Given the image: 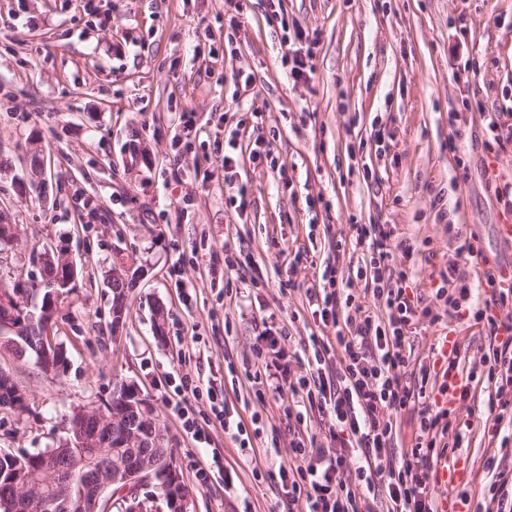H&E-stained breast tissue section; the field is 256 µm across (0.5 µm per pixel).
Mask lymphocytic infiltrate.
I'll use <instances>...</instances> for the list:
<instances>
[{"instance_id":"lymphocytic-infiltrate-1","label":"lymphocytic infiltrate","mask_w":512,"mask_h":512,"mask_svg":"<svg viewBox=\"0 0 512 512\" xmlns=\"http://www.w3.org/2000/svg\"><path fill=\"white\" fill-rule=\"evenodd\" d=\"M352 249L368 253L355 279L325 267L306 288L308 305L323 325L335 328L334 340L314 339L310 376L289 379L288 364L276 339L265 362L266 383L275 393H287L286 416L299 408H318L329 420L332 448L316 437L297 436L291 443V466H279L278 476L290 505L297 512H374L376 494H384L387 512H438L430 492L432 470L444 454L438 440L451 426L449 414L433 411L426 391L427 366L421 382L404 377L411 365L406 343L413 330L433 326L472 312L485 323L497 344L482 358L484 375L493 382L487 401L496 420L512 422V324L499 320L493 308L512 300V287L498 284L488 272L483 282L469 283L455 265L438 272L440 285L431 299L411 296L407 282L415 273L411 259L419 244L401 239L392 224H356ZM363 280L373 302L366 305L353 294L354 280ZM420 411L419 425L398 460L384 458L392 447L397 416ZM488 493L474 512H512V474L488 461Z\"/></svg>"}]
</instances>
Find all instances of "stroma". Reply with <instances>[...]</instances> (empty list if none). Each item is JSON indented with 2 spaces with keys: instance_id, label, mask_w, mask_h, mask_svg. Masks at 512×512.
<instances>
[{
  "instance_id": "1",
  "label": "stroma",
  "mask_w": 512,
  "mask_h": 512,
  "mask_svg": "<svg viewBox=\"0 0 512 512\" xmlns=\"http://www.w3.org/2000/svg\"><path fill=\"white\" fill-rule=\"evenodd\" d=\"M289 19L315 38L314 72L294 83L280 57L288 39L268 0H0V209L18 244L0 252V282L29 284L31 249L65 246L79 269L61 303L54 338L68 362L54 374L0 345V370L27 395V412L0 411V449L50 447L74 408L103 406L117 382L137 384L174 448L189 492L188 512H288L278 481L254 467L289 463L295 433L326 444L318 410L290 423L281 400L244 375L267 331L306 362L310 337L335 336L316 322L305 296L326 264L358 263L340 253L355 224H392L410 241L427 288L432 266L457 261L469 277L512 267V241L488 174L512 182V147L487 159L479 111L512 124V0H283ZM468 54L451 60L456 32ZM466 97V123L448 111ZM259 118H252V111ZM195 115L192 128L178 115ZM389 132L378 155L373 125ZM268 139L283 171L240 155L224 171V143ZM359 148L364 166L351 168ZM46 169L32 183L30 160ZM246 190L250 206L234 201ZM322 196L309 213L306 196ZM448 224L435 223L437 210ZM473 255L457 256L464 240ZM238 259L224 263L225 250ZM146 269L132 292L126 326L113 336L106 273L115 253ZM163 308V333L154 313ZM462 367L493 346L473 321L427 325L411 336L425 362L444 337ZM200 393L190 407L208 435L194 441L167 405L181 380ZM261 438L244 449L214 418L209 391ZM489 387L474 384L452 425L468 458L472 500L484 496L488 460L512 471L511 433L486 410Z\"/></svg>"
}]
</instances>
